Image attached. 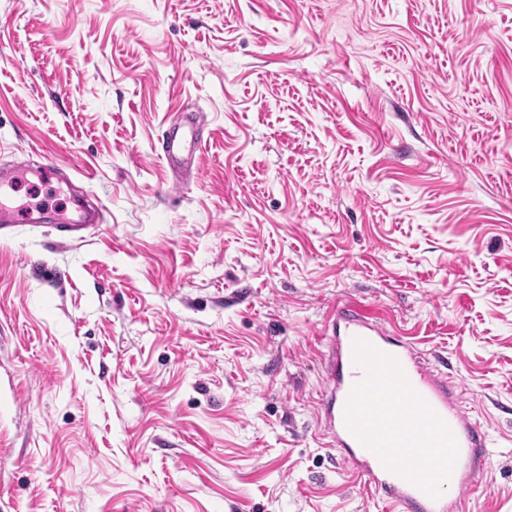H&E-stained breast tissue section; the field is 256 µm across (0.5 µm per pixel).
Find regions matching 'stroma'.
I'll use <instances>...</instances> for the list:
<instances>
[{
  "label": "stroma",
  "mask_w": 512,
  "mask_h": 512,
  "mask_svg": "<svg viewBox=\"0 0 512 512\" xmlns=\"http://www.w3.org/2000/svg\"><path fill=\"white\" fill-rule=\"evenodd\" d=\"M23 159L0 512H393L324 429L340 300L461 385L493 467L460 512H512V0H0ZM200 116L190 114L188 124V135L190 136L191 149L183 154L180 150L179 143L177 141V131L169 132L166 143L163 146L162 159L166 160V163L173 168H188L190 166L199 167L200 154L202 151V142L198 141L195 137V129L199 127Z\"/></svg>",
  "instance_id": "35a3bbf8"
}]
</instances>
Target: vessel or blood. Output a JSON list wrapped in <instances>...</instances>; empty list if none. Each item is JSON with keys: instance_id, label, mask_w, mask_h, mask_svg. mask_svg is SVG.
Instances as JSON below:
<instances>
[{"instance_id": "b4317fda", "label": "vessel or blood", "mask_w": 512, "mask_h": 512, "mask_svg": "<svg viewBox=\"0 0 512 512\" xmlns=\"http://www.w3.org/2000/svg\"><path fill=\"white\" fill-rule=\"evenodd\" d=\"M201 141L181 152L169 132L161 157L198 165ZM327 343L323 419L338 456L397 512H457L461 492L491 469L487 437L447 383L424 370L381 322L340 301Z\"/></svg>"}]
</instances>
